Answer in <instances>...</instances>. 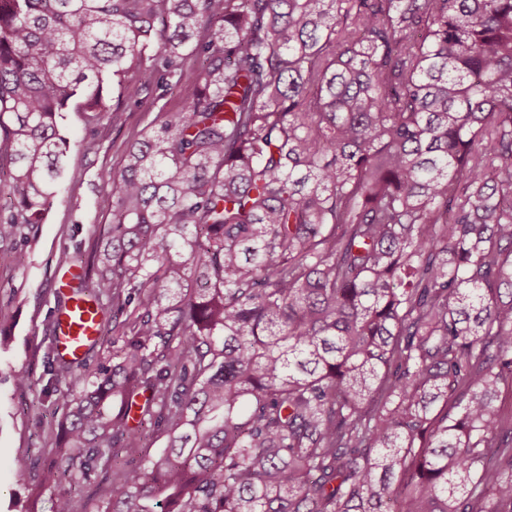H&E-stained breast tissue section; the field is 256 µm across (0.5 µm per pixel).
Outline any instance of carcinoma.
Segmentation results:
<instances>
[{
    "instance_id": "obj_1",
    "label": "carcinoma",
    "mask_w": 512,
    "mask_h": 512,
    "mask_svg": "<svg viewBox=\"0 0 512 512\" xmlns=\"http://www.w3.org/2000/svg\"><path fill=\"white\" fill-rule=\"evenodd\" d=\"M191 61L103 175L78 292L133 326L110 368L48 356L84 375L51 512L96 472V512H512V0H0V245L64 113Z\"/></svg>"
}]
</instances>
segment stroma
<instances>
[{
  "label": "stroma",
  "instance_id": "stroma-1",
  "mask_svg": "<svg viewBox=\"0 0 512 512\" xmlns=\"http://www.w3.org/2000/svg\"><path fill=\"white\" fill-rule=\"evenodd\" d=\"M194 91L186 73L169 93L148 88L138 103L105 88L106 109L120 113L90 133L76 113H68L65 134L70 150L58 179L57 196L38 231L16 262L10 247L0 248V512H50L51 491L36 494L43 470L54 457V438L62 412L46 393L45 353L53 348L52 312L58 305L54 277L66 270L67 256L91 255L100 229L108 224L112 198L105 173L119 168L132 131L149 125L157 113L178 108ZM25 374L28 390L14 378Z\"/></svg>",
  "mask_w": 512,
  "mask_h": 512
}]
</instances>
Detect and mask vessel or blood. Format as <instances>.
I'll return each instance as SVG.
<instances>
[{
  "label": "vessel or blood",
  "mask_w": 512,
  "mask_h": 512,
  "mask_svg": "<svg viewBox=\"0 0 512 512\" xmlns=\"http://www.w3.org/2000/svg\"><path fill=\"white\" fill-rule=\"evenodd\" d=\"M79 280L80 272L76 269L68 270L56 280L65 303L55 314V353L66 362L85 359L99 338L100 314L96 306L72 295Z\"/></svg>",
  "instance_id": "vessel-or-blood-1"
}]
</instances>
